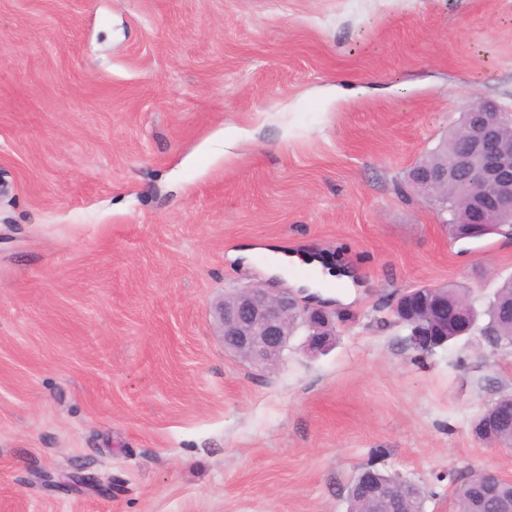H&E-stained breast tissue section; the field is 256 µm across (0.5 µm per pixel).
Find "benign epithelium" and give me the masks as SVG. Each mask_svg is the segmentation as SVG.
<instances>
[{
  "mask_svg": "<svg viewBox=\"0 0 512 512\" xmlns=\"http://www.w3.org/2000/svg\"><path fill=\"white\" fill-rule=\"evenodd\" d=\"M468 129L453 157L452 169L463 174L475 165L482 168L493 193L469 202L466 208L465 235L477 236L484 225L503 213L512 214V138L501 135L499 126L504 112L492 101H480L464 107ZM415 190L433 202L448 189V172L435 173L417 166L412 173ZM445 286H423L400 295L393 306L396 322L413 328L418 346L434 348L453 331L466 335L472 323L463 302H450L442 296ZM224 348L264 368L277 365L288 349V320L299 322L311 353H323L334 342L336 315L325 306L308 304L286 288L259 283L239 288L216 307ZM363 497L377 504L375 512H395L393 504L400 495L372 481Z\"/></svg>",
  "mask_w": 512,
  "mask_h": 512,
  "instance_id": "obj_1",
  "label": "benign epithelium"
}]
</instances>
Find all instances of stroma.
<instances>
[{
  "mask_svg": "<svg viewBox=\"0 0 512 512\" xmlns=\"http://www.w3.org/2000/svg\"><path fill=\"white\" fill-rule=\"evenodd\" d=\"M482 100L512 113V0H0V512H346L370 465L456 512L447 474L512 478L473 432L512 349L391 313L512 277V239L402 192ZM270 280L335 310L331 351L225 350L215 303Z\"/></svg>",
  "mask_w": 512,
  "mask_h": 512,
  "instance_id": "stroma-1",
  "label": "stroma"
}]
</instances>
